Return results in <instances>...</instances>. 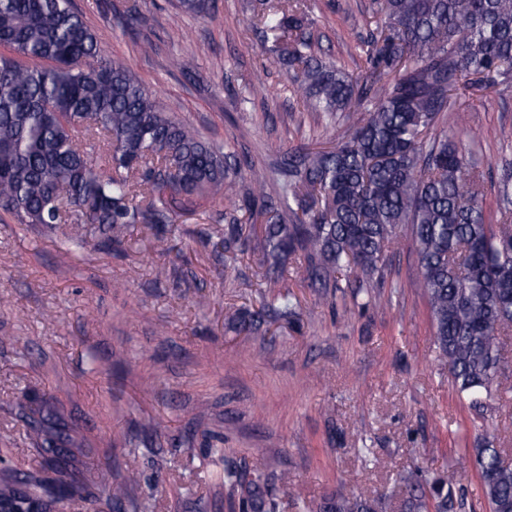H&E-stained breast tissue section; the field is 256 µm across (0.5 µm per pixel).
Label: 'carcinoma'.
<instances>
[{"mask_svg":"<svg viewBox=\"0 0 512 512\" xmlns=\"http://www.w3.org/2000/svg\"><path fill=\"white\" fill-rule=\"evenodd\" d=\"M253 11L287 67L307 111L346 114L350 132L327 147L281 161L275 191L248 162L202 138L166 111L123 64L103 55L71 0H0V215L20 233L58 231L89 244L96 232L143 224L166 249L174 210L202 196L242 198L224 212V253L261 218L262 264L276 288L302 257L310 287L331 299L352 267L374 287L400 235L415 246L439 359L475 407L503 399L509 368L498 336L512 331V163L498 179V224L485 222L486 171L449 126H437L469 93L512 88V0H372L375 28L359 46L366 67L350 71L319 53L306 0H258ZM278 317H297L280 295ZM253 335L260 318L241 313ZM41 469L12 464L0 448V512H53L67 497L94 498L75 465L73 438L50 397L16 403ZM489 512H512V465L485 442L473 450ZM127 449L123 472L104 479L116 507L150 512L134 495L139 473ZM238 512H278L264 474L227 466L222 478ZM320 512H371L346 495Z\"/></svg>","mask_w":512,"mask_h":512,"instance_id":"obj_1","label":"carcinoma"}]
</instances>
